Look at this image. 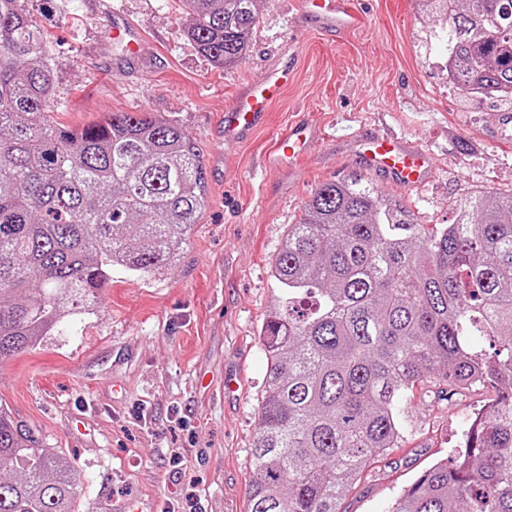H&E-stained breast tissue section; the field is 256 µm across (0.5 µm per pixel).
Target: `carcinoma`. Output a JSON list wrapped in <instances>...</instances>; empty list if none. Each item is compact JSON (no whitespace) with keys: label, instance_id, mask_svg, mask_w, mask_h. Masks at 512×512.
Instances as JSON below:
<instances>
[{"label":"carcinoma","instance_id":"carcinoma-1","mask_svg":"<svg viewBox=\"0 0 512 512\" xmlns=\"http://www.w3.org/2000/svg\"><path fill=\"white\" fill-rule=\"evenodd\" d=\"M187 36L238 63L261 0H181ZM26 0H0V363L95 304L112 272L175 266L208 198L175 123L114 112L54 122L45 36ZM439 22L448 79L467 99L512 102V0H420ZM449 224H423L353 172L323 183L270 266L259 336L266 372L247 512H345L346 491L411 424L418 384L498 389L388 512H512V193L474 191ZM492 336L487 351L477 339ZM0 512H85L70 466L0 405Z\"/></svg>","mask_w":512,"mask_h":512}]
</instances>
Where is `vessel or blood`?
<instances>
[{
	"mask_svg": "<svg viewBox=\"0 0 512 512\" xmlns=\"http://www.w3.org/2000/svg\"><path fill=\"white\" fill-rule=\"evenodd\" d=\"M297 27L336 34L352 29L360 13L356 0H300ZM112 40L126 61L139 60L140 30L120 11L112 13ZM290 44H283L278 59L269 64L262 80L241 87L224 110L225 143L247 141L263 126L272 105L278 101L293 79L288 64ZM320 129L302 119L294 123L276 149L272 163L281 170L295 171L301 157L319 142ZM358 159L362 168L390 182L418 187L430 181L433 168L426 151L396 132H373L359 143Z\"/></svg>",
	"mask_w": 512,
	"mask_h": 512,
	"instance_id": "b4317fda",
	"label": "vessel or blood"
}]
</instances>
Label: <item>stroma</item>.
Listing matches in <instances>:
<instances>
[{
  "label": "stroma",
  "mask_w": 512,
  "mask_h": 512,
  "mask_svg": "<svg viewBox=\"0 0 512 512\" xmlns=\"http://www.w3.org/2000/svg\"><path fill=\"white\" fill-rule=\"evenodd\" d=\"M142 29L147 67L119 65L111 12L92 0H27L46 34L55 120L81 128L113 112L176 122L196 143L208 205L176 267L113 273L90 314L0 364V402L72 467L90 512H246L266 358L270 263L323 182L358 167L357 141L386 127L428 149L436 176L417 189L383 179L427 224L451 202L512 190V106L471 101L448 81L418 0H359L360 25L336 36L291 33L298 0H262L243 60L220 68L186 36L179 0H109ZM294 80L263 127L224 147L223 116L285 40ZM322 129L295 175L270 165L300 116ZM493 388L446 398L419 386L402 448L375 459L347 512H386L438 460H453L463 421L490 410Z\"/></svg>",
  "instance_id": "35a3bbf8"
}]
</instances>
